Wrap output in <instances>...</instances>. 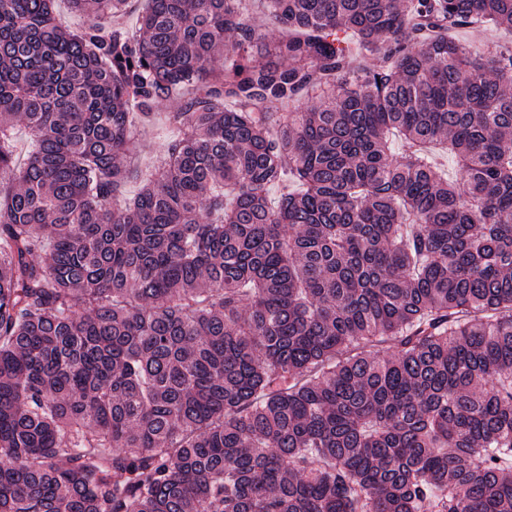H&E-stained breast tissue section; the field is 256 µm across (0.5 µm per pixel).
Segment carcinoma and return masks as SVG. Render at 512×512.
<instances>
[{"instance_id":"obj_1","label":"carcinoma","mask_w":512,"mask_h":512,"mask_svg":"<svg viewBox=\"0 0 512 512\" xmlns=\"http://www.w3.org/2000/svg\"><path fill=\"white\" fill-rule=\"evenodd\" d=\"M54 2L0 0V512H512V48L448 34L512 0ZM67 0H55V12L64 27L79 31L90 23V18L70 11ZM174 105L175 100L162 105L156 113L154 124L141 129L138 133L139 153L131 163L127 159L125 163L131 172L124 185V198L133 197L138 193L145 171L164 153L167 143L173 136V131L168 125L167 112H171Z\"/></svg>"}]
</instances>
